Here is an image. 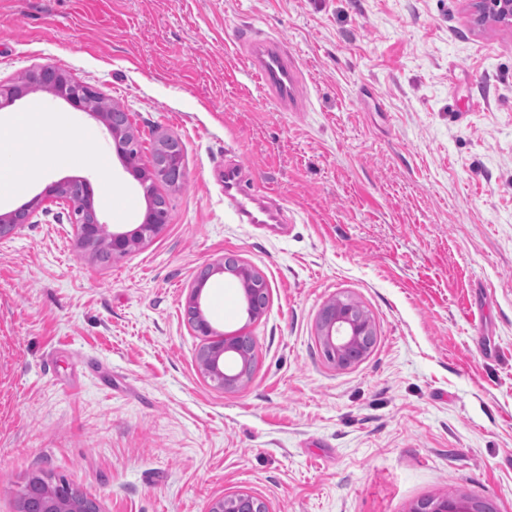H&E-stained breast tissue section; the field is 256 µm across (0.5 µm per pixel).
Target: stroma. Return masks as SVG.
Segmentation results:
<instances>
[{
	"label": "stroma",
	"instance_id": "stroma-1",
	"mask_svg": "<svg viewBox=\"0 0 512 512\" xmlns=\"http://www.w3.org/2000/svg\"><path fill=\"white\" fill-rule=\"evenodd\" d=\"M473 0H0V84L50 64L130 118L142 160L161 134L186 178L154 191L169 222L110 263L79 247L66 206L0 239V512L30 479L66 480L103 512H209L244 490L271 512H411L481 501L512 512V27ZM250 28L281 40L305 98H266L240 58ZM109 136L62 179L149 199ZM239 165L283 223H237ZM233 254L269 307L213 275L202 308L255 342L251 378L212 387L183 315L200 268ZM352 298L377 332L328 361L323 305ZM485 311L482 336L469 313ZM95 166L100 174V201L102 205L110 210L113 209V213H115V215L119 217H125L128 211L124 210L122 215H120V213L114 207V202L117 197L112 190V182L109 179V172L111 169L110 155L105 151H101L95 161ZM477 509L468 505H458L454 501H448V498L429 499L421 501L412 511L413 512H474Z\"/></svg>",
	"mask_w": 512,
	"mask_h": 512
}]
</instances>
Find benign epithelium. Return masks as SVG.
Wrapping results in <instances>:
<instances>
[{"instance_id":"7a95c632","label":"benign epithelium","mask_w":512,"mask_h":512,"mask_svg":"<svg viewBox=\"0 0 512 512\" xmlns=\"http://www.w3.org/2000/svg\"><path fill=\"white\" fill-rule=\"evenodd\" d=\"M477 21L493 18L512 25V0H476ZM45 92L64 100L78 112L95 115L121 154L136 139L129 123L128 113L112 110L104 97H98L71 75L50 65L30 72L21 85L0 84V109L12 105L29 93ZM146 176L151 181L178 185L185 177L181 144L177 137H162L152 154ZM94 191L87 179H64L48 186L28 206L0 214V237L14 233L29 223L32 212L46 202L71 208L75 235L81 247L93 259L123 256L151 240L166 225V204L154 198L150 202L152 218L132 231H110L101 223L93 207ZM216 271L236 278L243 286L249 319L262 317L268 308L269 292L264 276L252 265L235 255H226L220 262L205 266L186 297L185 316L197 336L207 338L197 353V362L203 376L220 390H233L254 369L255 345L252 337L238 333L232 336H214L213 328L201 307V292L207 280ZM320 338L326 340L344 357L342 366L350 367L373 346L375 330L368 312L350 299H332L321 309L318 317ZM18 512H103L100 504L83 492L65 484L32 486L20 501ZM209 512H269L267 503L246 491L233 492L213 500ZM413 512H474L448 498L420 502Z\"/></svg>"}]
</instances>
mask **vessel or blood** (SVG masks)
I'll return each mask as SVG.
<instances>
[{
	"mask_svg": "<svg viewBox=\"0 0 512 512\" xmlns=\"http://www.w3.org/2000/svg\"><path fill=\"white\" fill-rule=\"evenodd\" d=\"M245 59L256 82L264 93L282 106L299 100V68L281 42L260 35L241 34ZM224 206L241 224H270L277 215L253 192L247 191L238 166L224 169Z\"/></svg>",
	"mask_w": 512,
	"mask_h": 512,
	"instance_id": "vessel-or-blood-1",
	"label": "vessel or blood"
}]
</instances>
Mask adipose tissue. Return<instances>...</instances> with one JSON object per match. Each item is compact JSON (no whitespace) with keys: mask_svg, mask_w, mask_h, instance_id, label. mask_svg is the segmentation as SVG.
Masks as SVG:
<instances>
[{"mask_svg":"<svg viewBox=\"0 0 512 512\" xmlns=\"http://www.w3.org/2000/svg\"><path fill=\"white\" fill-rule=\"evenodd\" d=\"M0 128L8 132L0 139V158L14 163L10 186L15 196L28 192L46 171L71 167L74 146L98 138L96 129L70 124L63 113L36 101L0 115Z\"/></svg>","mask_w":512,"mask_h":512,"instance_id":"obj_1","label":"adipose tissue"}]
</instances>
